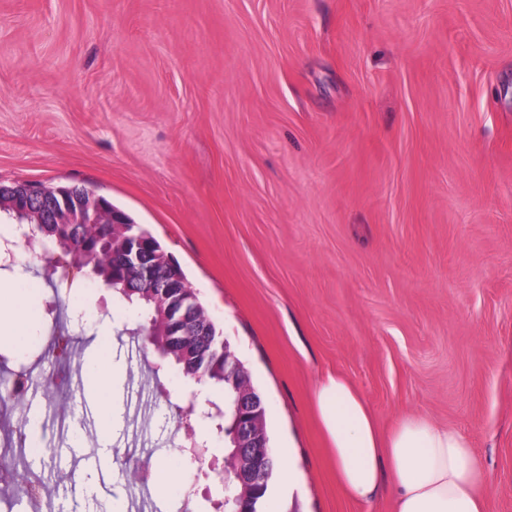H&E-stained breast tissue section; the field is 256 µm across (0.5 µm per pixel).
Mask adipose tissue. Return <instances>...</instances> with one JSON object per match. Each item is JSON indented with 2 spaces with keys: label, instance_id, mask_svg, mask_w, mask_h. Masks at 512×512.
<instances>
[{
  "label": "adipose tissue",
  "instance_id": "1",
  "mask_svg": "<svg viewBox=\"0 0 512 512\" xmlns=\"http://www.w3.org/2000/svg\"><path fill=\"white\" fill-rule=\"evenodd\" d=\"M19 294L18 285L0 282L1 342L21 338L33 317ZM312 401L350 499L370 502L387 487L395 512H487L491 480L463 432L424 414L381 432L362 395L340 375L321 377Z\"/></svg>",
  "mask_w": 512,
  "mask_h": 512
}]
</instances>
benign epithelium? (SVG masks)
<instances>
[{
    "label": "benign epithelium",
    "mask_w": 512,
    "mask_h": 512,
    "mask_svg": "<svg viewBox=\"0 0 512 512\" xmlns=\"http://www.w3.org/2000/svg\"><path fill=\"white\" fill-rule=\"evenodd\" d=\"M9 213L20 224H41L45 219L67 230L75 224H102L112 227V239H103V245H112V282L133 293L143 283L157 284L155 308L160 316L172 320V330L179 336H204L209 321L188 318L180 291L182 277L177 265L169 257H161L154 241L130 226L124 213L113 208L105 197L86 192L79 185L48 186L41 182H19L12 186L0 185V213ZM51 258L69 271L95 270L92 257L75 250L56 252ZM224 346V377L233 381L245 373L239 358ZM205 365L193 369L190 379L198 388L191 393L189 410L203 396ZM230 447L236 455L224 458V484L229 489H246L265 480L269 469V447L262 430L266 412L263 400L255 390L238 400L232 408ZM210 453L207 441L192 440L184 451L187 462L203 476H208L204 465Z\"/></svg>",
    "instance_id": "benign-epithelium-1"
}]
</instances>
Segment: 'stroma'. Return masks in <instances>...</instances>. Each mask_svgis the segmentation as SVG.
I'll use <instances>...</instances> for the list:
<instances>
[{
	"instance_id": "obj_1",
	"label": "stroma",
	"mask_w": 512,
	"mask_h": 512,
	"mask_svg": "<svg viewBox=\"0 0 512 512\" xmlns=\"http://www.w3.org/2000/svg\"><path fill=\"white\" fill-rule=\"evenodd\" d=\"M0 181L93 189L180 263L291 451L265 512H392L336 482L311 401L336 373L381 429L418 413L466 433L487 512H512V0H0ZM39 267L0 269L38 311L0 355L59 378L71 411L32 387L0 411V459L45 471L9 445L22 421L78 478L52 512H208L221 478L184 465L176 424L192 381L112 289L75 274L77 323ZM99 336L108 435L78 372ZM128 464L173 478L130 487ZM104 336H101L102 353L99 361L88 369V376L98 383L99 387L104 391H110L111 388V375H112V361L111 357L105 350Z\"/></svg>"
}]
</instances>
